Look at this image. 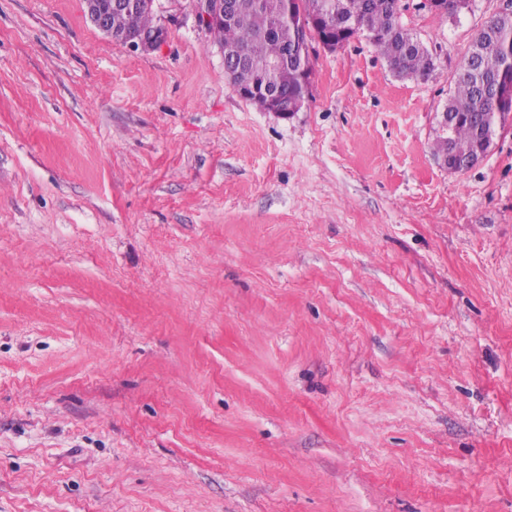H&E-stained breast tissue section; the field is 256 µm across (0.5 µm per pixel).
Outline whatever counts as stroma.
<instances>
[{
  "label": "stroma",
  "mask_w": 512,
  "mask_h": 512,
  "mask_svg": "<svg viewBox=\"0 0 512 512\" xmlns=\"http://www.w3.org/2000/svg\"><path fill=\"white\" fill-rule=\"evenodd\" d=\"M364 35L261 111L190 0L130 52L0 0V512H512V117L462 174L450 78Z\"/></svg>",
  "instance_id": "obj_1"
}]
</instances>
